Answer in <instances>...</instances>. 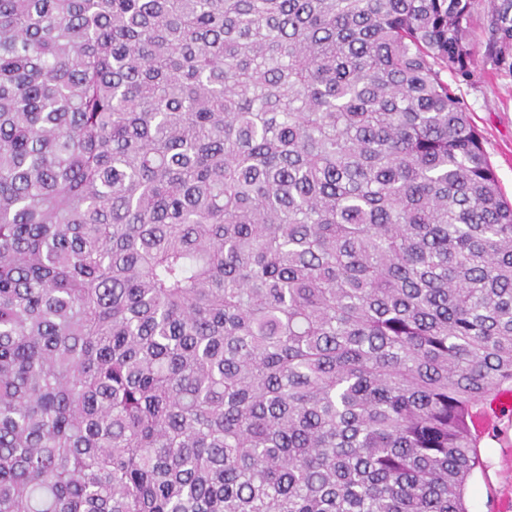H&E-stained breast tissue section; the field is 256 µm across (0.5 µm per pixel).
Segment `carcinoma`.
Instances as JSON below:
<instances>
[{
    "label": "carcinoma",
    "instance_id": "cac0c4a2",
    "mask_svg": "<svg viewBox=\"0 0 512 512\" xmlns=\"http://www.w3.org/2000/svg\"><path fill=\"white\" fill-rule=\"evenodd\" d=\"M481 7L512 69V0H0V512H468Z\"/></svg>",
    "mask_w": 512,
    "mask_h": 512
}]
</instances>
